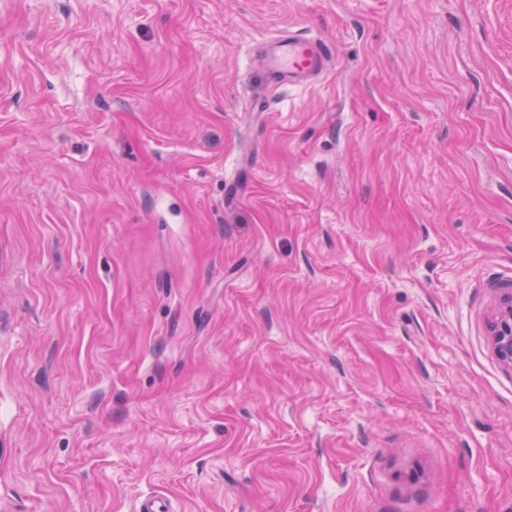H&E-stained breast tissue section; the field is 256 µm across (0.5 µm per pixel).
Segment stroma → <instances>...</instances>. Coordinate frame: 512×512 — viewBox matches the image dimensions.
I'll list each match as a JSON object with an SVG mask.
<instances>
[{
    "label": "stroma",
    "mask_w": 512,
    "mask_h": 512,
    "mask_svg": "<svg viewBox=\"0 0 512 512\" xmlns=\"http://www.w3.org/2000/svg\"><path fill=\"white\" fill-rule=\"evenodd\" d=\"M510 292L512 0H0V512H512ZM332 57L331 48L321 39L291 29L261 42L254 51L268 85L279 89L310 84L327 69ZM490 336L498 357L512 365V293L500 302L491 324Z\"/></svg>",
    "instance_id": "obj_1"
}]
</instances>
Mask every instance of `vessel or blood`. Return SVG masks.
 <instances>
[{"label":"vessel or blood","mask_w":512,"mask_h":512,"mask_svg":"<svg viewBox=\"0 0 512 512\" xmlns=\"http://www.w3.org/2000/svg\"><path fill=\"white\" fill-rule=\"evenodd\" d=\"M332 57L326 43L299 30L282 32L254 51L268 85L278 88L311 83L327 69Z\"/></svg>","instance_id":"1"}]
</instances>
